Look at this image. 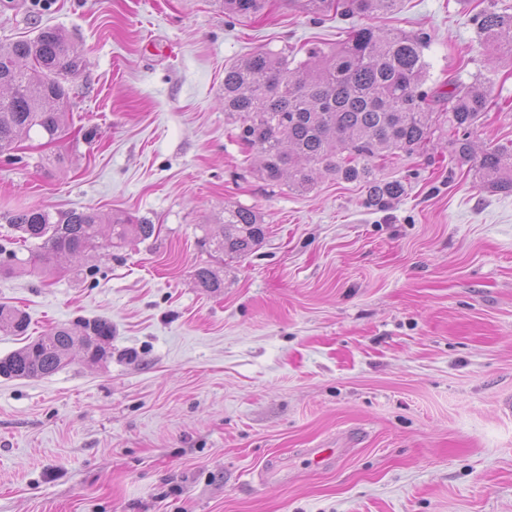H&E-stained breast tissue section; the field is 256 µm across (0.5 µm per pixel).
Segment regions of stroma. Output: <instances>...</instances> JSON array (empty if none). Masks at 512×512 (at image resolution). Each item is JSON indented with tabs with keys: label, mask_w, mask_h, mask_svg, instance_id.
Instances as JSON below:
<instances>
[{
	"label": "stroma",
	"mask_w": 512,
	"mask_h": 512,
	"mask_svg": "<svg viewBox=\"0 0 512 512\" xmlns=\"http://www.w3.org/2000/svg\"><path fill=\"white\" fill-rule=\"evenodd\" d=\"M488 0H403L376 26L422 37L425 91L481 82L473 138L512 143V43L477 35ZM266 0H0V46L54 27L82 45L61 139L0 154V304L29 337L112 324V355L0 377V512H512V193L451 161L447 132L382 163L380 210L332 175L298 193L258 178L224 116V68L305 60L365 25ZM95 208L151 238L30 264L3 214ZM262 213L246 257L201 247L225 206ZM208 264L220 294L196 288ZM309 448H333L311 466Z\"/></svg>",
	"instance_id": "obj_1"
}]
</instances>
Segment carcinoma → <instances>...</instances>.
Segmentation results:
<instances>
[{
  "mask_svg": "<svg viewBox=\"0 0 512 512\" xmlns=\"http://www.w3.org/2000/svg\"><path fill=\"white\" fill-rule=\"evenodd\" d=\"M399 0H289L302 12L367 17L396 10ZM265 0H224V12L249 17ZM479 35L485 42L512 41V12L497 0L481 13ZM423 41L412 35L366 25L329 51L312 48L308 60L295 62L284 51H261L224 67V115L236 124L237 138L258 159L262 180L305 192L324 172L363 184L370 201L385 207L405 191L398 180L377 177L379 162L424 149L448 116V148L459 162L478 160L484 185L512 193V148L497 146L476 154L471 134L491 106L490 93L478 82L454 85L444 107L435 110L421 86L428 74ZM86 66L84 51L62 32L43 29L0 53V153L35 130L53 142L64 132L70 107L67 76ZM24 234L37 240L32 259L50 267L64 255L84 259L102 248L153 236L155 225L130 217H108L95 209H71L52 215L29 204L9 216ZM218 229L204 243L231 258H243L265 236L264 219L252 207H224ZM196 287L219 293L224 279L209 266L194 272ZM29 322L18 309L0 304V330L27 334ZM112 323L79 320L39 336L0 358V377L44 378L56 373L74 350L99 362L110 353Z\"/></svg>",
  "mask_w": 512,
  "mask_h": 512,
  "instance_id": "carcinoma-1",
  "label": "carcinoma"
}]
</instances>
